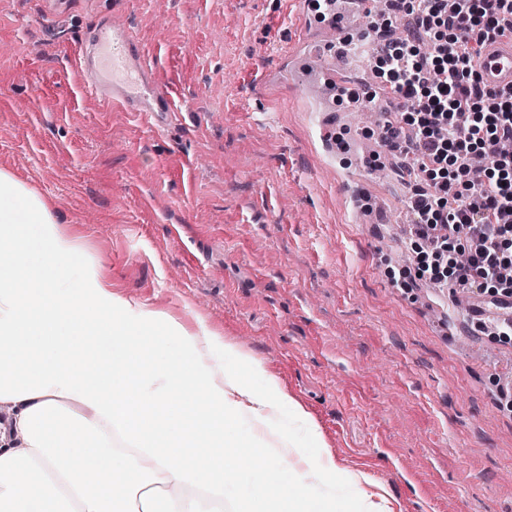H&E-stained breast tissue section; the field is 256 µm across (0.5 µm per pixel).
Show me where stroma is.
<instances>
[{"mask_svg": "<svg viewBox=\"0 0 512 512\" xmlns=\"http://www.w3.org/2000/svg\"><path fill=\"white\" fill-rule=\"evenodd\" d=\"M71 2L0 0V169L80 231L114 293L252 352L392 512H512V335L471 331L449 289L396 285L411 188L365 166L362 113L348 151L317 149L281 52L316 34L297 0ZM112 13L180 105L169 124L82 87L73 53Z\"/></svg>", "mask_w": 512, "mask_h": 512, "instance_id": "35a3bbf8", "label": "stroma"}]
</instances>
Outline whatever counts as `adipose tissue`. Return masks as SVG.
Listing matches in <instances>:
<instances>
[{
  "label": "adipose tissue",
  "instance_id": "1",
  "mask_svg": "<svg viewBox=\"0 0 512 512\" xmlns=\"http://www.w3.org/2000/svg\"><path fill=\"white\" fill-rule=\"evenodd\" d=\"M0 405V512H223L248 474L254 491L233 512H390L338 471L251 353L203 319L114 294L77 229L4 170Z\"/></svg>",
  "mask_w": 512,
  "mask_h": 512
}]
</instances>
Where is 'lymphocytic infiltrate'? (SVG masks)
Here are the masks:
<instances>
[{"mask_svg":"<svg viewBox=\"0 0 512 512\" xmlns=\"http://www.w3.org/2000/svg\"><path fill=\"white\" fill-rule=\"evenodd\" d=\"M384 23L403 34L377 59L370 100L388 87L400 101L380 135L412 160L415 275L495 304L512 269V91L480 84L473 62L512 33V0H394Z\"/></svg>","mask_w":512,"mask_h":512,"instance_id":"obj_1","label":"lymphocytic infiltrate"}]
</instances>
